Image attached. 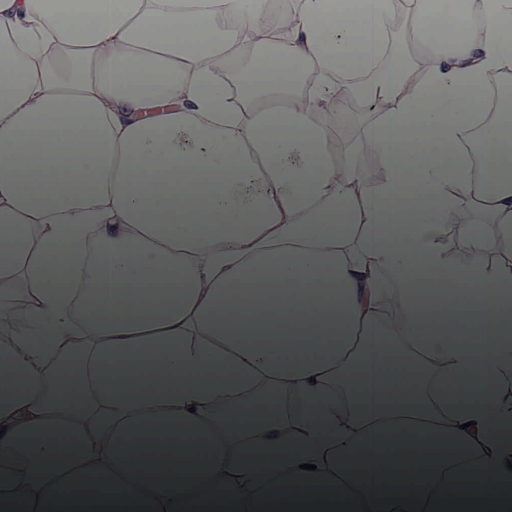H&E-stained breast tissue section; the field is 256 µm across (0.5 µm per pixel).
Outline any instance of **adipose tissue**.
Instances as JSON below:
<instances>
[{"label":"adipose tissue","mask_w":512,"mask_h":512,"mask_svg":"<svg viewBox=\"0 0 512 512\" xmlns=\"http://www.w3.org/2000/svg\"><path fill=\"white\" fill-rule=\"evenodd\" d=\"M440 11L0 0V503L92 474L121 512L512 505V107L478 98L512 0ZM385 348L416 378L370 405ZM158 422L205 472L166 476ZM382 437L418 451L386 490Z\"/></svg>","instance_id":"ef3b65f1"}]
</instances>
